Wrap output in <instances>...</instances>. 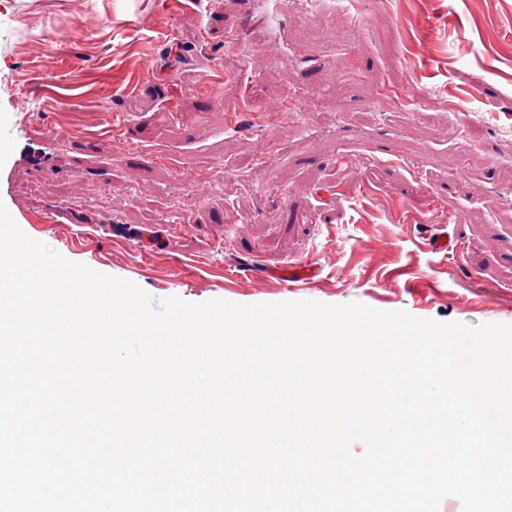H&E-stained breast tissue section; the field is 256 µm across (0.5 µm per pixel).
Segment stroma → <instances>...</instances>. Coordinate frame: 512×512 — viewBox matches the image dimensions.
<instances>
[{"mask_svg":"<svg viewBox=\"0 0 512 512\" xmlns=\"http://www.w3.org/2000/svg\"><path fill=\"white\" fill-rule=\"evenodd\" d=\"M280 4L266 23L247 0H0V116L19 151L49 129L61 168L16 169L0 202L156 299L294 301L273 273L308 257L318 302L512 324V0ZM116 110L130 125L106 133ZM79 136L93 143L76 160ZM59 205L70 221L41 223ZM424 224L447 225L456 255L427 248ZM117 228L167 247L144 254ZM422 276L433 292L413 290Z\"/></svg>","mask_w":512,"mask_h":512,"instance_id":"35a3bbf8","label":"stroma"}]
</instances>
